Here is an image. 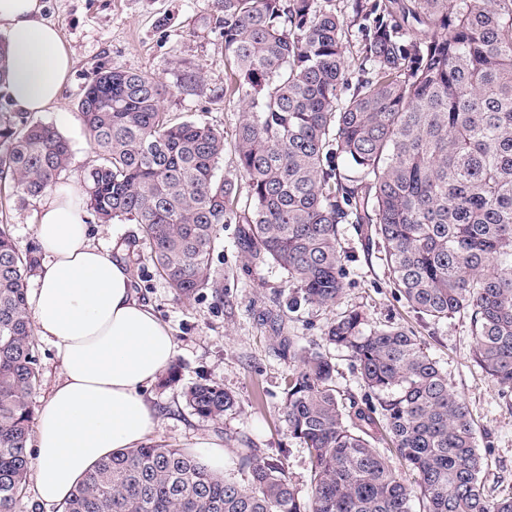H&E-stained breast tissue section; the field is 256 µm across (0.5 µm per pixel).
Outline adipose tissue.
Wrapping results in <instances>:
<instances>
[{
    "label": "adipose tissue",
    "mask_w": 512,
    "mask_h": 512,
    "mask_svg": "<svg viewBox=\"0 0 512 512\" xmlns=\"http://www.w3.org/2000/svg\"><path fill=\"white\" fill-rule=\"evenodd\" d=\"M40 0H0L9 45L6 93L18 112L52 106L70 52ZM35 240L44 260L28 304L36 336L57 349L61 376L36 428L35 491L63 505L101 459L143 445L159 417L142 391L171 365L177 344L136 299L126 267L89 236L81 189L54 187L38 200Z\"/></svg>",
    "instance_id": "adipose-tissue-1"
}]
</instances>
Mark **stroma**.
<instances>
[{
    "label": "stroma",
    "mask_w": 512,
    "mask_h": 512,
    "mask_svg": "<svg viewBox=\"0 0 512 512\" xmlns=\"http://www.w3.org/2000/svg\"><path fill=\"white\" fill-rule=\"evenodd\" d=\"M40 2L44 19L57 27L74 60L58 100L41 115L71 146L61 185L81 186L84 170L95 158L77 105L95 74L112 67L155 77L167 88L165 111L179 117L201 114L223 130L220 172L235 178L233 145L241 113L237 100L224 94L228 69L214 0ZM195 70L203 75L200 85L196 91H183L184 77ZM37 212L36 202L21 207L0 191V215L11 224L20 249L35 244ZM87 222L96 244L106 249L130 247L143 270L142 278L133 283L136 297L152 308L177 342L176 384L156 383L144 392L160 414L150 443L189 450L205 440H220L229 474L237 472L243 449H254L261 458L282 461L300 496L309 497L308 451L289 435L282 420L286 378L297 364L282 356L279 341L287 335L327 354L336 366L340 394L364 400L368 391L352 359L327 344L324 335L330 318L357 310L369 326L402 327L421 339L474 419L478 448L487 463L486 491L512 494V395H504L476 364L469 319L458 315L436 325L420 319L394 287L378 245L363 249L353 225L342 227L348 257L344 289L336 303L327 310L305 306L292 313L287 309L290 288L285 274L270 264L247 262L237 224L225 225L220 232L212 259L215 286L181 298L158 275L151 245L136 224H101L92 216ZM272 313L281 315L280 326L269 321ZM36 357L32 408L37 411L59 377L60 361L55 347L42 340L36 343ZM204 380L219 384L235 398L234 409L220 420L201 419L185 403L184 391Z\"/></svg>",
    "instance_id": "35a3bbf8"
}]
</instances>
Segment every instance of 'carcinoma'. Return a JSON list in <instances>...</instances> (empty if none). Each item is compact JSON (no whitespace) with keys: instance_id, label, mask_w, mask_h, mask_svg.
I'll list each match as a JSON object with an SVG mask.
<instances>
[{"instance_id":"carcinoma-1","label":"carcinoma","mask_w":512,"mask_h":512,"mask_svg":"<svg viewBox=\"0 0 512 512\" xmlns=\"http://www.w3.org/2000/svg\"><path fill=\"white\" fill-rule=\"evenodd\" d=\"M216 5L225 93L242 112L234 152L247 203L218 174L224 132L202 118L174 120L162 83L112 68L78 102L97 153L87 208L101 224H138L157 273L186 298L213 286L220 229L243 225L246 257L287 274L290 310L336 301L339 225L368 224L410 307L433 324L468 317L475 362L512 393V0H352L365 20L354 74L334 0ZM70 156L54 126L0 111V184L19 204L56 186ZM38 266L0 222V512H21L31 465L37 358L26 279ZM325 335L374 400L342 402L331 358L281 337L282 355L299 363L283 421L309 451V500L283 464L251 448L236 479L146 443L101 459L62 512H413L416 488L423 512H512V495L485 493L472 415L413 333L370 328L353 310ZM185 401L211 420L235 406L206 381Z\"/></svg>"}]
</instances>
